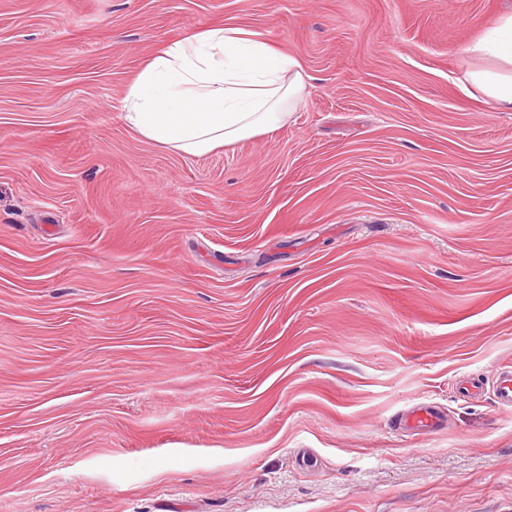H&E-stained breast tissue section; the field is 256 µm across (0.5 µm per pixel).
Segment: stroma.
<instances>
[{"label": "stroma", "mask_w": 512, "mask_h": 512, "mask_svg": "<svg viewBox=\"0 0 512 512\" xmlns=\"http://www.w3.org/2000/svg\"><path fill=\"white\" fill-rule=\"evenodd\" d=\"M506 13L0 0V512H512V112L463 80ZM214 26L302 99L205 156L145 141L128 85ZM440 417L435 408L427 405L414 406L400 420L399 426L408 431L427 432L439 425Z\"/></svg>", "instance_id": "stroma-1"}]
</instances>
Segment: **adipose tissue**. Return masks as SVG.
Segmentation results:
<instances>
[{
	"label": "adipose tissue",
	"mask_w": 512,
	"mask_h": 512,
	"mask_svg": "<svg viewBox=\"0 0 512 512\" xmlns=\"http://www.w3.org/2000/svg\"><path fill=\"white\" fill-rule=\"evenodd\" d=\"M467 52L495 68L465 79L499 111H512V15L498 19ZM300 61L233 27L214 26L163 45L121 101L125 122L162 149L191 156L279 129L303 94Z\"/></svg>",
	"instance_id": "1"
}]
</instances>
